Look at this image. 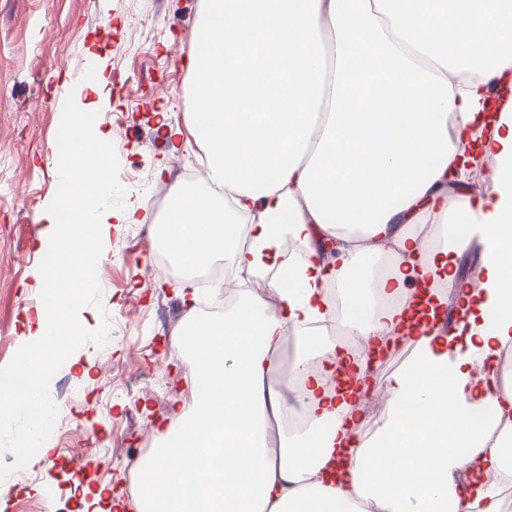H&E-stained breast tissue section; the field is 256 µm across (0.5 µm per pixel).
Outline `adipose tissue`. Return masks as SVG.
Instances as JSON below:
<instances>
[{"label": "adipose tissue", "instance_id": "1", "mask_svg": "<svg viewBox=\"0 0 512 512\" xmlns=\"http://www.w3.org/2000/svg\"><path fill=\"white\" fill-rule=\"evenodd\" d=\"M203 2L188 127L224 200L173 183L166 243L185 266L222 258L253 277L286 240L306 257L269 296L243 289L223 321L187 312L190 400L136 466L137 512H499L488 477L512 473V379L494 371L512 348V0ZM108 141L83 106L64 113L48 146L87 177L68 192L51 187L39 209L46 302L27 320L20 361L0 368V416L32 418L17 447L30 468L52 450L43 392L61 343L80 334L73 313L103 256L88 229L139 221L137 206H111ZM485 161L496 193L471 194L465 175ZM474 240L485 279L467 319L431 331L436 304L416 293L432 285L446 303ZM383 256L391 273L373 293L371 262ZM330 283L365 313L319 342L307 332L330 315ZM291 328L305 336L293 368L321 361L301 379L309 427L295 436L271 383ZM360 340L411 348L374 427L359 404ZM409 400L418 411L405 412Z\"/></svg>", "mask_w": 512, "mask_h": 512}]
</instances>
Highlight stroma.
Segmentation results:
<instances>
[{
	"label": "stroma",
	"mask_w": 512,
	"mask_h": 512,
	"mask_svg": "<svg viewBox=\"0 0 512 512\" xmlns=\"http://www.w3.org/2000/svg\"><path fill=\"white\" fill-rule=\"evenodd\" d=\"M202 0H0V366L18 359L36 277L46 261L37 249L44 226L36 216L58 169L46 146L65 110L56 87L79 86L92 67L111 76L100 125L109 130L112 206L140 204L139 227L110 225L97 288L80 310L84 336L57 358L45 390L52 410L54 451L27 479L14 449L28 435L29 417L0 418V512H71V474L119 488L132 501L138 478L129 454L151 455L162 443L155 429L189 398L188 333L182 272L145 279L144 266L162 251L156 225L166 218L174 181L208 186L205 159L185 127L193 107L181 64L192 47ZM167 112L182 127L178 139L157 123Z\"/></svg>",
	"instance_id": "1"
}]
</instances>
